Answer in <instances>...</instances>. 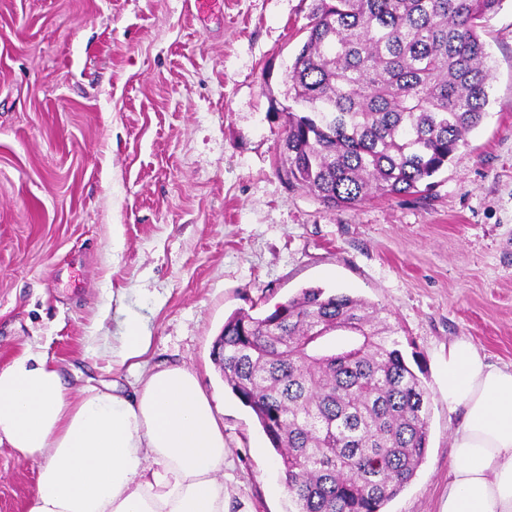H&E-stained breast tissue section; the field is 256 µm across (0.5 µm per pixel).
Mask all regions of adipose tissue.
<instances>
[{
	"mask_svg": "<svg viewBox=\"0 0 512 512\" xmlns=\"http://www.w3.org/2000/svg\"><path fill=\"white\" fill-rule=\"evenodd\" d=\"M453 433L444 512H512V365L468 340L443 370ZM40 460L28 512H228L224 433L196 376L152 373L134 395L66 393L61 371L25 348L0 368V442Z\"/></svg>",
	"mask_w": 512,
	"mask_h": 512,
	"instance_id": "1",
	"label": "adipose tissue"
}]
</instances>
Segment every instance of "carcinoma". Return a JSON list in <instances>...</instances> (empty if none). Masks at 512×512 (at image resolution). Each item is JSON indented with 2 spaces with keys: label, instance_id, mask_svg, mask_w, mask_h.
Returning <instances> with one entry per match:
<instances>
[{
  "label": "carcinoma",
  "instance_id": "carcinoma-1",
  "mask_svg": "<svg viewBox=\"0 0 512 512\" xmlns=\"http://www.w3.org/2000/svg\"><path fill=\"white\" fill-rule=\"evenodd\" d=\"M504 0H317L288 69L281 172L330 209L410 194L486 115L479 34ZM305 288L224 321L215 365L281 460L296 512H382L429 440L425 384L399 328Z\"/></svg>",
  "mask_w": 512,
  "mask_h": 512
}]
</instances>
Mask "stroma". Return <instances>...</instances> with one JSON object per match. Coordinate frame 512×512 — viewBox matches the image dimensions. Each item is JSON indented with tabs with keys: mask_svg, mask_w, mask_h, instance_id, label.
<instances>
[{
	"mask_svg": "<svg viewBox=\"0 0 512 512\" xmlns=\"http://www.w3.org/2000/svg\"><path fill=\"white\" fill-rule=\"evenodd\" d=\"M314 6L0 0V366L31 346L73 395L188 368L224 431L229 512H291L212 347L236 311L310 287L359 296L400 327L430 401L426 458L385 512H442L448 345L512 364V0L481 30L486 116L432 188L339 211L279 174L271 101ZM133 322L151 338L135 366L118 355ZM39 467L0 445V512H27Z\"/></svg>",
	"mask_w": 512,
	"mask_h": 512,
	"instance_id": "obj_1",
	"label": "stroma"
}]
</instances>
